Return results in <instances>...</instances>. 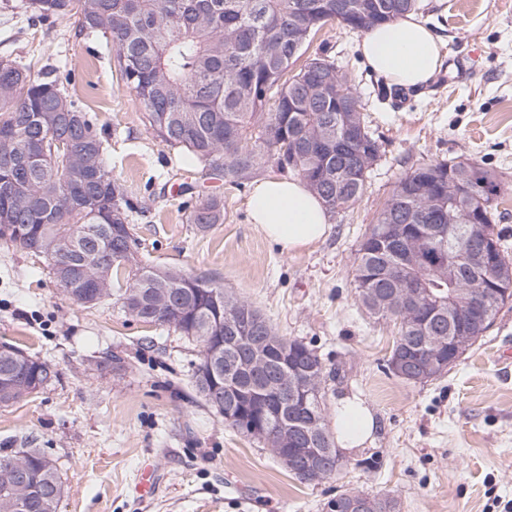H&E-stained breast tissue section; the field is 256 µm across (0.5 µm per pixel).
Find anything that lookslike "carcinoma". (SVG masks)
<instances>
[{
    "label": "carcinoma",
    "mask_w": 512,
    "mask_h": 512,
    "mask_svg": "<svg viewBox=\"0 0 512 512\" xmlns=\"http://www.w3.org/2000/svg\"><path fill=\"white\" fill-rule=\"evenodd\" d=\"M34 16L72 18L82 30L100 33L112 43L129 87L146 106L156 137L183 151L200 173L242 187L265 166L299 177L318 194L329 213L357 203L365 190L380 145L370 131L356 94L352 70L336 64L322 47L297 71L291 65L328 25L365 32L422 9L421 0H27ZM56 112L80 114L62 126ZM104 139L88 113L47 69L32 79L17 59L0 56V243L32 251L49 239L80 262L88 256L89 238L109 261L110 283L131 317L153 324L148 312L167 296L173 328L200 349L204 366L210 337L228 336V318L271 343L264 350L270 375L288 379L278 364V347L290 346L308 362L323 383L325 365L317 352L298 339L280 335L263 314L235 296L224 305V286L212 274L191 275L176 268L157 274L142 263L133 231L131 252L119 257L112 237V205L129 219L133 209L120 177L104 163ZM459 182L472 193L460 195ZM504 188L494 173L475 162L443 161L418 165L394 183L385 206L362 237L353 280L359 302L373 318L398 326L389 359L418 357L409 316L400 295L410 283L431 290L425 307L432 329L445 336L460 331L448 320V304L463 307L477 288L490 289L512 277V255L496 232L495 209ZM188 223L201 232L224 223V201L209 196L197 203ZM402 226L405 240L391 239L390 225ZM471 229L495 247L496 265L478 283L467 281L454 291L436 268L460 257ZM413 265L403 267L405 244ZM85 308L102 304L94 289L81 282L60 287ZM20 354V363L0 356V377L13 373L19 385L44 384L57 378L54 366L19 346L0 348ZM262 407L228 422L257 437ZM20 466L39 478L20 512H57L63 482L53 459L42 450L10 452Z\"/></svg>",
    "instance_id": "obj_1"
}]
</instances>
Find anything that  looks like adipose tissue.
Masks as SVG:
<instances>
[{
  "label": "adipose tissue",
  "instance_id": "adipose-tissue-1",
  "mask_svg": "<svg viewBox=\"0 0 512 512\" xmlns=\"http://www.w3.org/2000/svg\"><path fill=\"white\" fill-rule=\"evenodd\" d=\"M441 38L421 18L408 15L397 22L367 31L358 49L370 72L403 87L429 82L441 64ZM252 223L282 251L319 242L329 215L321 199L298 179L268 178L258 182L248 200ZM376 426L361 401L347 399L336 407L337 440L345 448L363 444Z\"/></svg>",
  "mask_w": 512,
  "mask_h": 512
}]
</instances>
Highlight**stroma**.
Segmentation results:
<instances>
[{
    "instance_id": "35a3bbf8",
    "label": "stroma",
    "mask_w": 512,
    "mask_h": 512,
    "mask_svg": "<svg viewBox=\"0 0 512 512\" xmlns=\"http://www.w3.org/2000/svg\"><path fill=\"white\" fill-rule=\"evenodd\" d=\"M442 38L441 66L418 95L379 98L385 80L357 51L360 34L336 26L328 45L353 67L366 122L381 153L362 199L331 216L327 234L285 253L251 224V185L200 178L163 145L106 39L67 20L43 21L23 0H0V55L39 77L56 69L105 140V160L133 205L138 251L152 266L218 275L278 332L310 343L326 367L328 433L336 404L357 397L376 428L318 483L297 480L270 448L204 406L193 374L199 348L168 327L139 322L118 299L83 309L62 295L44 258L0 245V342L52 363L39 392L0 405V454L38 448L64 484L58 512H328L342 492L390 495L400 512H495L512 499V302L440 378L409 384L387 373L397 328L370 317L353 288L360 240L397 178L418 164L470 160L504 185L496 224L512 242V0H422ZM224 201L207 232L187 215L202 198ZM157 478L148 499L131 487L142 465Z\"/></svg>"
}]
</instances>
